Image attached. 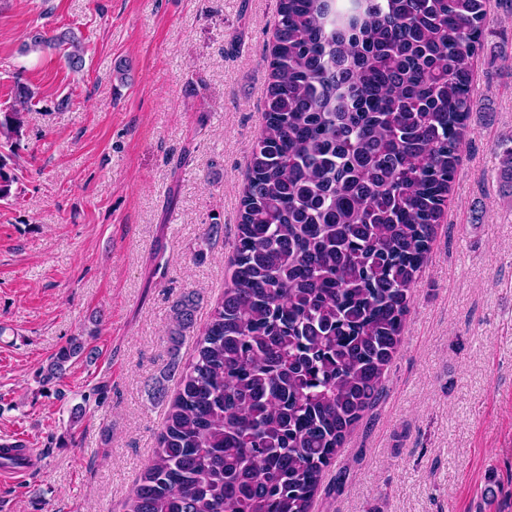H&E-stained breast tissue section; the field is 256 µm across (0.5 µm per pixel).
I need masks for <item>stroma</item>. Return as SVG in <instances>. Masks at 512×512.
<instances>
[{"label": "stroma", "instance_id": "35a3bbf8", "mask_svg": "<svg viewBox=\"0 0 512 512\" xmlns=\"http://www.w3.org/2000/svg\"><path fill=\"white\" fill-rule=\"evenodd\" d=\"M277 0H0V108L35 93L18 199L0 202V439L36 450L0 512H128L194 340L231 277L264 126ZM74 29L85 67L23 53ZM478 110L412 289L379 402L347 435L313 512H512V13L487 0ZM220 234L209 235L212 224ZM200 296L171 352L173 307ZM73 336L78 358L37 374ZM83 416L72 422L71 410ZM85 350L84 342L79 337H72L52 356L47 367L40 370L39 383L45 386L54 380L63 378L72 361L84 354Z\"/></svg>", "mask_w": 512, "mask_h": 512}]
</instances>
